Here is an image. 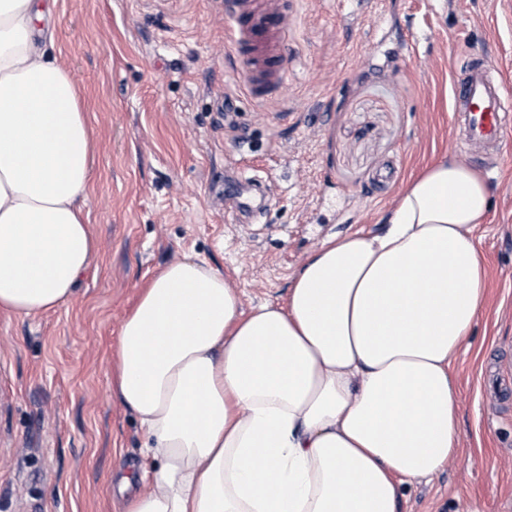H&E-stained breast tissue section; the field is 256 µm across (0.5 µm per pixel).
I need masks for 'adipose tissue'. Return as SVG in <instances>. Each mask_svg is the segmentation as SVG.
Wrapping results in <instances>:
<instances>
[{"instance_id":"obj_1","label":"adipose tissue","mask_w":512,"mask_h":512,"mask_svg":"<svg viewBox=\"0 0 512 512\" xmlns=\"http://www.w3.org/2000/svg\"><path fill=\"white\" fill-rule=\"evenodd\" d=\"M56 2L0 0V313L18 319L65 305L98 250L85 93L43 38ZM490 203L477 171L436 160L381 232L325 240L286 303L247 313L197 258L152 276L113 349L152 460L119 479L143 486L125 512H399L458 447Z\"/></svg>"}]
</instances>
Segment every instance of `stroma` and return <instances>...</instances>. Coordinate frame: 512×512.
<instances>
[{
  "label": "stroma",
  "mask_w": 512,
  "mask_h": 512,
  "mask_svg": "<svg viewBox=\"0 0 512 512\" xmlns=\"http://www.w3.org/2000/svg\"><path fill=\"white\" fill-rule=\"evenodd\" d=\"M291 20L276 97L250 99L224 0H57L54 50L84 86L96 143L84 209L98 256L72 299L0 314V512H123L142 467L113 397L112 347L140 289L195 254L243 311L284 302L324 240L374 234L447 155L492 189L476 236L486 298L455 368L460 444L400 512L512 501V153L462 147L453 80L472 49L512 85V0H274Z\"/></svg>",
  "instance_id": "obj_1"
}]
</instances>
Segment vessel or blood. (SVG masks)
Here are the masks:
<instances>
[{"label":"vessel or blood","instance_id":"vessel-or-blood-1","mask_svg":"<svg viewBox=\"0 0 512 512\" xmlns=\"http://www.w3.org/2000/svg\"><path fill=\"white\" fill-rule=\"evenodd\" d=\"M224 12L235 47H249L254 82L264 94H273L286 67L283 45L288 22L273 11L259 10L254 0H224ZM492 66L481 51H472L454 82V120L468 143H479L502 153L512 127V93L490 77Z\"/></svg>","mask_w":512,"mask_h":512}]
</instances>
